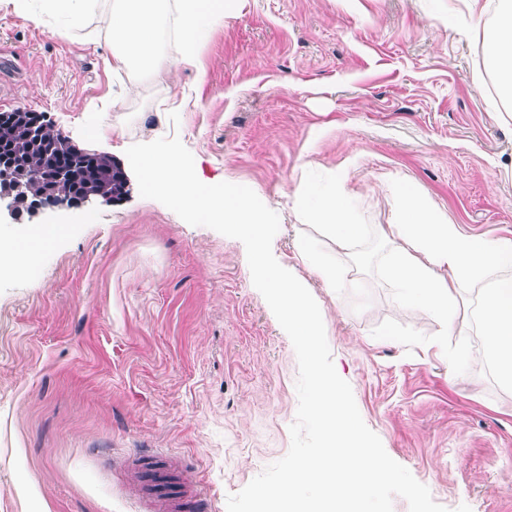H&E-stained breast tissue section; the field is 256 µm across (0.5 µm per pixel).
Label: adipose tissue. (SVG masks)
Listing matches in <instances>:
<instances>
[{
	"mask_svg": "<svg viewBox=\"0 0 512 512\" xmlns=\"http://www.w3.org/2000/svg\"><path fill=\"white\" fill-rule=\"evenodd\" d=\"M99 0H40L42 10L57 17L60 35L83 30ZM226 0H113L103 17L112 42L113 69L138 68L148 74L172 67L174 62L196 64L199 49L211 25L224 16ZM174 28L181 47L179 58L158 49L165 28ZM485 69L497 74L504 99L512 104V0H504L492 23L477 32ZM396 219L390 225L400 245L390 273L406 300L434 314L447 334L462 327L455 320L460 284L490 279L492 270L503 275L491 279L480 302L484 357L500 382L512 387V240L476 237L449 223L411 191L396 196ZM311 215L326 235L342 245L359 230L351 218L347 197L333 190L314 196ZM64 233L54 225L31 226L25 238L0 243V277L20 274L39 248Z\"/></svg>",
	"mask_w": 512,
	"mask_h": 512,
	"instance_id": "adipose-tissue-1",
	"label": "adipose tissue"
}]
</instances>
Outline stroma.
<instances>
[{
    "instance_id": "stroma-1",
    "label": "stroma",
    "mask_w": 512,
    "mask_h": 512,
    "mask_svg": "<svg viewBox=\"0 0 512 512\" xmlns=\"http://www.w3.org/2000/svg\"><path fill=\"white\" fill-rule=\"evenodd\" d=\"M231 0L198 65L116 75L98 16L65 37L38 6L0 0V112L41 114L76 147L128 167L135 143L179 137L210 183L251 188L280 218L277 261L311 286L338 374L365 424L448 512H512V388L483 358L482 283L459 289L465 334L406 302L383 233L412 189L474 235L512 239V108L473 25L499 0ZM343 184L342 246L298 204ZM61 225L27 272L0 278V512H143L115 461L194 477L206 512L286 455L292 342L254 287L244 244L142 198L47 207ZM346 270L324 288L296 239ZM466 354L468 366L449 374Z\"/></svg>"
}]
</instances>
